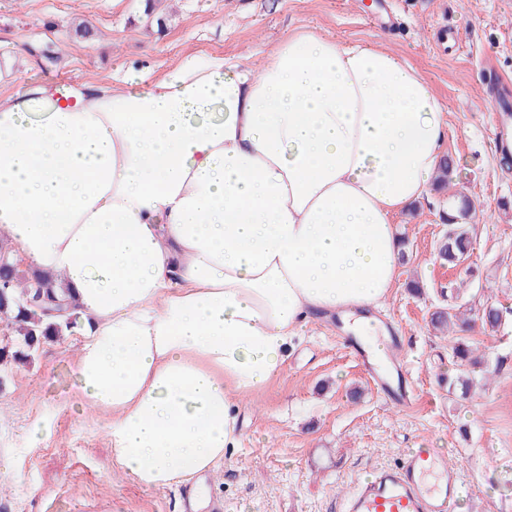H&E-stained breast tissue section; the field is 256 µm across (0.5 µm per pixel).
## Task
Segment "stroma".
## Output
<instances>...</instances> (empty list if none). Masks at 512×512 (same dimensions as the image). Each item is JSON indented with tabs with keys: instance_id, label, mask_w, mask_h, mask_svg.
Masks as SVG:
<instances>
[{
	"instance_id": "stroma-1",
	"label": "stroma",
	"mask_w": 512,
	"mask_h": 512,
	"mask_svg": "<svg viewBox=\"0 0 512 512\" xmlns=\"http://www.w3.org/2000/svg\"><path fill=\"white\" fill-rule=\"evenodd\" d=\"M378 0H0V92L121 86L130 69L169 73L186 56L221 54L249 64L288 33L312 30L386 49L410 63L447 106L443 151L457 167L453 190L399 213L404 252L395 287L378 309L400 331L413 404L385 401L337 339L335 320L293 340L269 383L242 401V435L217 473L202 477L222 512H341V499L373 470L411 448H431L458 469L456 512H512V162L496 147L499 115L486 72L512 95V0H394L390 20L371 22ZM164 25H157V17ZM92 35H75L79 23ZM458 46H441L442 26ZM52 45L58 60L17 56V44ZM474 209L469 262L436 258L448 230L449 197ZM501 311L495 331L468 340L488 384L472 399L448 393V339L433 313ZM73 339L43 343L0 384V512H186L187 486L146 489L112 471L101 417L61 408L74 388ZM50 433L31 444L28 427Z\"/></svg>"
}]
</instances>
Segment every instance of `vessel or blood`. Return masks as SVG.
Here are the masks:
<instances>
[{"mask_svg": "<svg viewBox=\"0 0 512 512\" xmlns=\"http://www.w3.org/2000/svg\"><path fill=\"white\" fill-rule=\"evenodd\" d=\"M347 342L377 389L397 405L413 401L400 341L388 344L389 372H379L355 337ZM462 484L457 469L434 457L429 449L413 448L399 463L375 470L342 501V512H453Z\"/></svg>", "mask_w": 512, "mask_h": 512, "instance_id": "obj_1", "label": "vessel or blood"}]
</instances>
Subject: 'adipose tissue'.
I'll return each mask as SVG.
<instances>
[{"label":"adipose tissue","instance_id":"ef3b65f1","mask_svg":"<svg viewBox=\"0 0 512 512\" xmlns=\"http://www.w3.org/2000/svg\"><path fill=\"white\" fill-rule=\"evenodd\" d=\"M446 106L394 55L295 31L123 87L0 93V241L77 303L69 403L99 410L146 488L212 472L237 406L318 317L397 278L395 214L443 162Z\"/></svg>","mask_w":512,"mask_h":512}]
</instances>
